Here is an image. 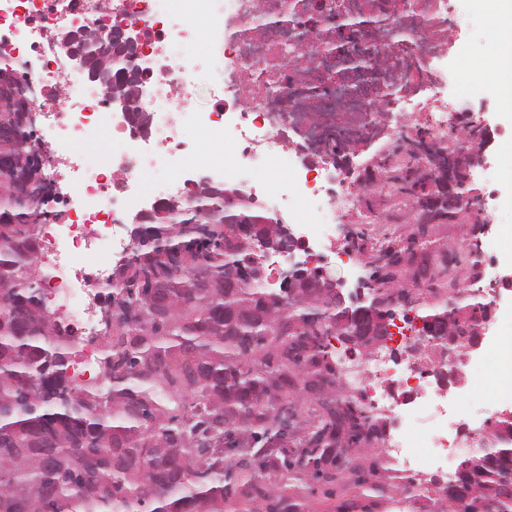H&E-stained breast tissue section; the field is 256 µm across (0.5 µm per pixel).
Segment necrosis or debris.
<instances>
[{
    "instance_id": "1",
    "label": "necrosis or debris",
    "mask_w": 512,
    "mask_h": 512,
    "mask_svg": "<svg viewBox=\"0 0 512 512\" xmlns=\"http://www.w3.org/2000/svg\"><path fill=\"white\" fill-rule=\"evenodd\" d=\"M458 0H0V62L14 64L38 88L40 106L58 162L45 179L61 189L40 227V282L62 325L93 330L95 306L112 286L113 256L130 243L108 227L170 196H184L194 173L237 183L262 197L272 211H287L300 248L314 262L336 254V227L360 211L363 195L341 181L333 163L337 148L380 142L381 168L397 174L418 169L402 151L408 138L433 145L447 141L461 99L458 88L478 96L481 87L451 59V27ZM383 19L361 31L341 27L338 12ZM134 28L141 54L134 64L147 73L141 108L150 117L137 137L120 113L109 111L100 87L69 67L65 49L46 41L63 29ZM207 35L201 57L177 54L178 44ZM355 52L367 60L352 69L339 62ZM214 96L194 114L193 130H221L226 157L194 153L181 117L199 91ZM423 113L422 124L408 122ZM400 114L393 128L387 115ZM94 143L98 154L82 152ZM192 154L176 178L157 188L150 171ZM96 258L87 268L86 258ZM403 352L418 362L403 365L378 355L340 380L367 415L394 417L380 445L383 465L425 473L452 463L461 422L467 416L440 388L448 347L420 356L419 329L399 327Z\"/></svg>"
}]
</instances>
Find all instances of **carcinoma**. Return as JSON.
<instances>
[{"mask_svg": "<svg viewBox=\"0 0 512 512\" xmlns=\"http://www.w3.org/2000/svg\"><path fill=\"white\" fill-rule=\"evenodd\" d=\"M21 85L0 96V512H390L406 486L379 474L386 425L336 387L322 339L336 305L298 279L292 304L266 288L248 244L262 214L203 188L134 228L112 266L106 388L68 376L75 345L37 293L35 254L50 190L22 121ZM481 303L432 317L448 341L474 336ZM234 435L238 453L224 455ZM465 494L436 512H512V419L463 460ZM341 494L339 504L332 503Z\"/></svg>", "mask_w": 512, "mask_h": 512, "instance_id": "carcinoma-1", "label": "carcinoma"}]
</instances>
